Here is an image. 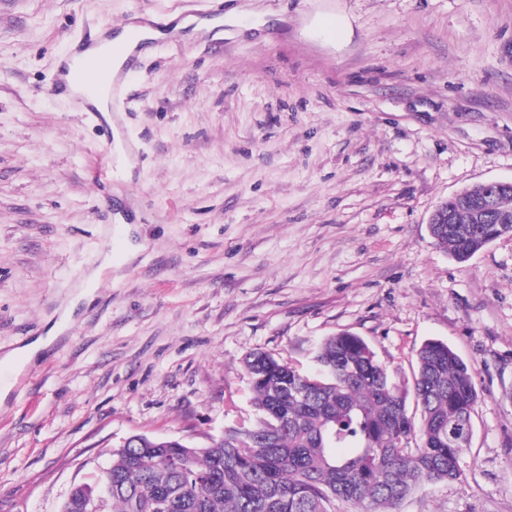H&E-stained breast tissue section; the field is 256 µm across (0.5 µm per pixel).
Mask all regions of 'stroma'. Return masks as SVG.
<instances>
[{"instance_id": "35a3bbf8", "label": "stroma", "mask_w": 512, "mask_h": 512, "mask_svg": "<svg viewBox=\"0 0 512 512\" xmlns=\"http://www.w3.org/2000/svg\"><path fill=\"white\" fill-rule=\"evenodd\" d=\"M140 8L204 3L0 0V357L60 328L0 402V512H58L133 434L206 445L253 418L246 354L312 373L339 332L405 381L430 340L474 370L462 479L400 512H512V236L459 262L428 229L512 179V0H224L223 44L130 73L104 186L51 86L85 23Z\"/></svg>"}]
</instances>
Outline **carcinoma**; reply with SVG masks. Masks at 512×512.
<instances>
[{
  "mask_svg": "<svg viewBox=\"0 0 512 512\" xmlns=\"http://www.w3.org/2000/svg\"><path fill=\"white\" fill-rule=\"evenodd\" d=\"M511 232V224H472L457 208L434 239L465 261ZM315 359L317 372L305 374L248 353L254 421L208 446L152 439L111 449L102 512H335L338 500L357 512H398L420 487L462 478L469 442L455 432L472 427L478 394L472 367L447 344L419 348L410 385L352 334L324 339ZM98 484L94 473L62 510L89 512Z\"/></svg>",
  "mask_w": 512,
  "mask_h": 512,
  "instance_id": "carcinoma-1",
  "label": "carcinoma"
}]
</instances>
